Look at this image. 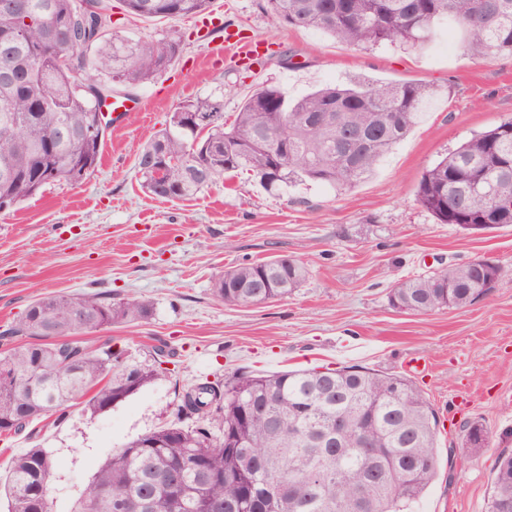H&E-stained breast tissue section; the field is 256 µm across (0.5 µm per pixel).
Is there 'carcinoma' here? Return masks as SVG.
Segmentation results:
<instances>
[{
  "mask_svg": "<svg viewBox=\"0 0 512 512\" xmlns=\"http://www.w3.org/2000/svg\"><path fill=\"white\" fill-rule=\"evenodd\" d=\"M0 0V205L13 207L54 183L94 167L105 133L96 128L100 98L82 85H142L167 72L183 35L123 37L104 0ZM143 18L203 16L211 0H121ZM274 25L313 28L373 47L429 44L451 26L474 58L512 56V0H263ZM90 40L78 68L56 63L57 47ZM432 90L422 84H335L298 99L276 85L257 88L232 122L224 101L189 100L142 148L138 172L148 192L168 201L191 197L230 172L249 171L266 189L316 184L346 191L370 177L402 141ZM210 118L200 134L195 117ZM417 201L441 224H512V118L473 135L421 176ZM307 269L286 255L240 264L220 275L213 294L231 306L280 300ZM491 290L470 264L397 282L389 299L400 312L424 314L472 303ZM153 303L110 294L46 296L11 329L18 336H62L71 317L95 332L148 319ZM153 364L130 363L111 347L30 344L0 358V429L63 415L94 391L105 412L151 384ZM192 424L185 426L183 422ZM438 422L422 392L401 376L360 367H315L273 375L238 374L188 388L177 423L141 435L97 469L73 512H405L434 480ZM54 462L42 448L17 456L6 476L9 512H51ZM112 500H95L107 493ZM488 512H512V453H500Z\"/></svg>",
  "mask_w": 512,
  "mask_h": 512,
  "instance_id": "obj_1",
  "label": "carcinoma"
}]
</instances>
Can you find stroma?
<instances>
[{
    "instance_id": "stroma-1",
    "label": "stroma",
    "mask_w": 512,
    "mask_h": 512,
    "mask_svg": "<svg viewBox=\"0 0 512 512\" xmlns=\"http://www.w3.org/2000/svg\"><path fill=\"white\" fill-rule=\"evenodd\" d=\"M107 2L120 35L158 38L177 29L188 38L162 77L116 86L143 106L107 129L91 175L0 211V356L29 344L7 330L38 298L109 293L149 299L153 313L103 327L89 341L137 363H153L161 349L167 363L151 385L108 411L94 415L78 401L62 419L0 436V473L27 449H46L55 460L51 510L72 512L99 465L137 436L172 424L195 382L357 365L408 377L441 422L437 475L413 512H486L495 458L512 452V225L473 234L438 223L416 190L449 151L512 117V57L472 58L456 37L423 47L352 46L273 25L261 0H213L228 30L268 43L256 73L223 41L195 37L193 19L126 17L120 0ZM357 79L422 83L433 94L407 138L351 191H268L240 171L187 200L158 199L143 188L137 154L183 102L223 97L230 120L265 84L296 98ZM278 255L308 269L288 297L230 306L213 295L225 270ZM479 258L504 273L472 304L426 315L390 305L399 280ZM473 420L486 428L489 447L463 446L462 426Z\"/></svg>"
}]
</instances>
